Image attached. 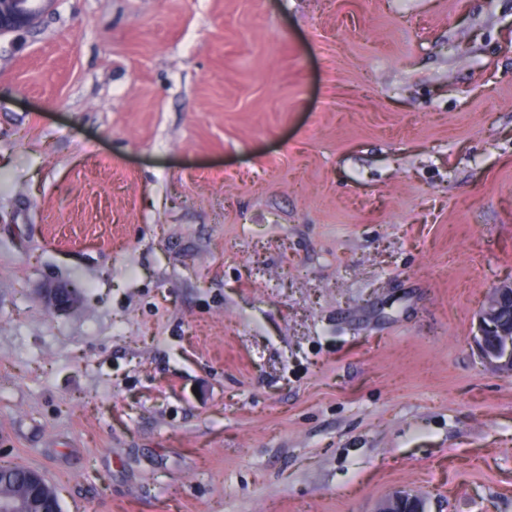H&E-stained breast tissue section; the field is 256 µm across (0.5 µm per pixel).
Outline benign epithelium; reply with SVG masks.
<instances>
[{
    "label": "benign epithelium",
    "mask_w": 512,
    "mask_h": 512,
    "mask_svg": "<svg viewBox=\"0 0 512 512\" xmlns=\"http://www.w3.org/2000/svg\"><path fill=\"white\" fill-rule=\"evenodd\" d=\"M36 0H0V37L32 26L38 15ZM44 298L58 310L74 305L75 288H48ZM512 300V283L492 289L479 314V332L475 343L484 363L491 369L512 375V324L505 325L499 316L504 303ZM29 499L1 498L0 512H61L58 495L48 488L44 475L36 470L26 473ZM381 512H425L424 500L406 491L396 492Z\"/></svg>",
    "instance_id": "obj_1"
}]
</instances>
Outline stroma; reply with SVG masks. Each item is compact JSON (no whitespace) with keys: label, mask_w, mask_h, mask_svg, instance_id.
I'll return each instance as SVG.
<instances>
[{"label":"stroma","mask_w":512,"mask_h":512,"mask_svg":"<svg viewBox=\"0 0 512 512\" xmlns=\"http://www.w3.org/2000/svg\"><path fill=\"white\" fill-rule=\"evenodd\" d=\"M505 281L512 0H45L0 38V465L62 512H512ZM508 299L512 302L511 282L493 288L488 293L479 314L480 335L475 337V343L489 368L512 375V323L505 325L499 320ZM44 298L47 303L58 310H65L74 305L78 298L76 288H46ZM381 512H426L424 500L406 491L396 492Z\"/></svg>","instance_id":"stroma-1"}]
</instances>
